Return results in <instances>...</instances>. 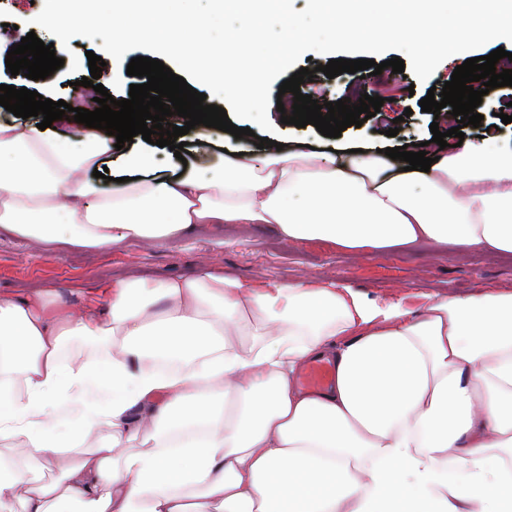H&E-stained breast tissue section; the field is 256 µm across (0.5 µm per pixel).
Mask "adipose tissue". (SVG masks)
<instances>
[{
	"mask_svg": "<svg viewBox=\"0 0 512 512\" xmlns=\"http://www.w3.org/2000/svg\"><path fill=\"white\" fill-rule=\"evenodd\" d=\"M109 150L0 122V232L98 250L269 224L365 257L512 254V141L493 133L428 144L426 172L231 146L217 175L172 179L131 152L104 190L87 172ZM320 359L331 383L304 388ZM0 512H512V292L415 315L201 270L113 280L104 313L0 295Z\"/></svg>",
	"mask_w": 512,
	"mask_h": 512,
	"instance_id": "ef3b65f1",
	"label": "adipose tissue"
}]
</instances>
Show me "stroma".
I'll return each instance as SVG.
<instances>
[{
    "label": "stroma",
    "instance_id": "35a3bbf8",
    "mask_svg": "<svg viewBox=\"0 0 512 512\" xmlns=\"http://www.w3.org/2000/svg\"><path fill=\"white\" fill-rule=\"evenodd\" d=\"M44 7V0H0V24L17 25L21 33H36L44 43L54 38L44 29H32L30 22ZM8 41L0 34V85L24 87L54 101L69 100L71 73L60 68L54 74L33 81L23 75H11L4 49ZM464 58L454 55L437 67L426 81L402 76L384 69L370 77L362 90L380 96L384 104L376 116L361 127H348L340 137L321 135L313 125L299 128L285 125L276 106H269L268 117L285 136L288 145L303 143L317 153L355 145L365 149H386L410 139L425 138L431 124L440 131L451 129L447 115L423 112L419 101L430 87H443ZM399 126L397 136H387L392 126ZM224 147L223 140L209 145L189 144L186 160L168 155L159 146H150L156 164L171 177L185 169L207 175ZM201 268H213L225 274L249 279L263 275L269 280L295 282L301 275L333 279L350 285L371 300L402 302L412 313H420L431 301L450 294L474 291H512V255L489 256L479 252L459 251L436 258L420 248L376 257H356L324 242H282L269 224L229 225L211 228L188 238L145 245H124L97 251H54L35 243L0 235V292L20 295L35 289L57 293L70 305L81 307L103 296L112 280L144 277L164 280L190 275Z\"/></svg>",
    "mask_w": 512,
    "mask_h": 512
}]
</instances>
